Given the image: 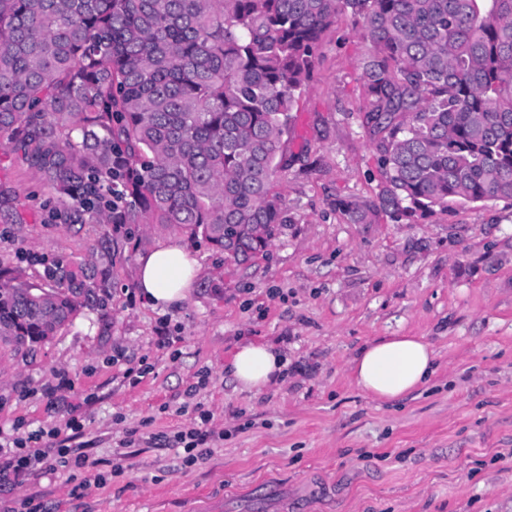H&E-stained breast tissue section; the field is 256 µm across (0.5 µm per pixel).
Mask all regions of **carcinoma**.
Returning <instances> with one entry per match:
<instances>
[{"mask_svg": "<svg viewBox=\"0 0 512 512\" xmlns=\"http://www.w3.org/2000/svg\"><path fill=\"white\" fill-rule=\"evenodd\" d=\"M372 53L380 134L365 220L512 200V0H0V132L56 213L159 224L246 261L288 223L277 191L322 34ZM0 271V343L56 335L81 290Z\"/></svg>", "mask_w": 512, "mask_h": 512, "instance_id": "cac0c4a2", "label": "carcinoma"}]
</instances>
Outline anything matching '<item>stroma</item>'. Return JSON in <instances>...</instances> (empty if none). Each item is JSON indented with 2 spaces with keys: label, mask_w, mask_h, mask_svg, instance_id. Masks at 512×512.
<instances>
[{
  "label": "stroma",
  "mask_w": 512,
  "mask_h": 512,
  "mask_svg": "<svg viewBox=\"0 0 512 512\" xmlns=\"http://www.w3.org/2000/svg\"><path fill=\"white\" fill-rule=\"evenodd\" d=\"M370 51L350 16L325 32L280 174L287 224L244 264L184 237L199 269L178 307L136 286L139 256L172 230L59 219L0 134V268L91 289L56 336L0 345V444L55 429L105 477L78 491L29 469L0 482V512H512V203L356 220L380 179ZM386 336L426 337L438 368L379 403L350 360ZM246 342L287 351L282 382L237 389L226 365ZM198 403L221 438L187 466L167 438Z\"/></svg>",
  "instance_id": "stroma-1"
}]
</instances>
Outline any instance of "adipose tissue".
<instances>
[{"mask_svg":"<svg viewBox=\"0 0 512 512\" xmlns=\"http://www.w3.org/2000/svg\"><path fill=\"white\" fill-rule=\"evenodd\" d=\"M196 277V260L180 238L172 237L139 258L137 286L154 307L184 302ZM436 354L420 336H391L367 342L351 360L357 387L378 401H393L429 382L436 371ZM287 360L266 344L238 347L227 370L238 388L258 393L280 379Z\"/></svg>","mask_w":512,"mask_h":512,"instance_id":"ef3b65f1","label":"adipose tissue"}]
</instances>
